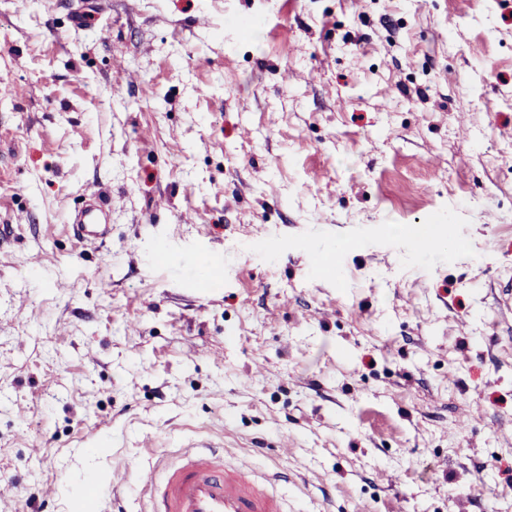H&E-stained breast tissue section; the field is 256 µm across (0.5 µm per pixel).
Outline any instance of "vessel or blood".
Wrapping results in <instances>:
<instances>
[{
  "label": "vessel or blood",
  "instance_id": "1",
  "mask_svg": "<svg viewBox=\"0 0 512 512\" xmlns=\"http://www.w3.org/2000/svg\"><path fill=\"white\" fill-rule=\"evenodd\" d=\"M105 203L94 196L92 205L75 216L78 236H103L99 213ZM138 479L150 491V512H284L274 490L281 474L227 463L223 451L209 444L139 470Z\"/></svg>",
  "mask_w": 512,
  "mask_h": 512
}]
</instances>
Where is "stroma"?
<instances>
[{
  "instance_id": "stroma-1",
  "label": "stroma",
  "mask_w": 512,
  "mask_h": 512,
  "mask_svg": "<svg viewBox=\"0 0 512 512\" xmlns=\"http://www.w3.org/2000/svg\"><path fill=\"white\" fill-rule=\"evenodd\" d=\"M0 79V512H147L190 443L286 512H512V0H0ZM91 198L93 204L81 214L76 215L73 221L79 237L87 235L98 238L104 235L103 224H99V212L108 202L101 195H94Z\"/></svg>"
}]
</instances>
